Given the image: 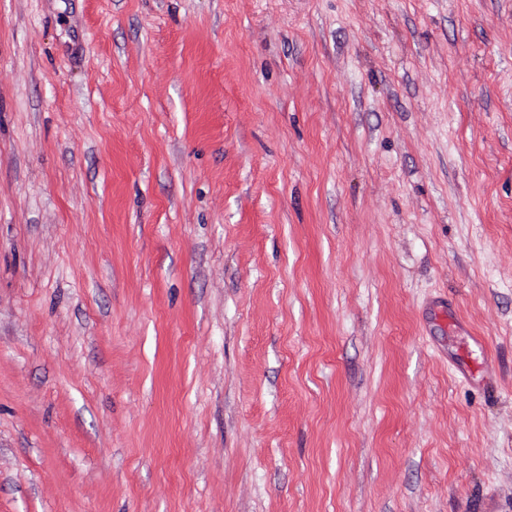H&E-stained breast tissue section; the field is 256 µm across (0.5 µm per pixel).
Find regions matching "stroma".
<instances>
[{
	"label": "stroma",
	"mask_w": 512,
	"mask_h": 512,
	"mask_svg": "<svg viewBox=\"0 0 512 512\" xmlns=\"http://www.w3.org/2000/svg\"><path fill=\"white\" fill-rule=\"evenodd\" d=\"M0 512H512V0H0Z\"/></svg>",
	"instance_id": "1"
}]
</instances>
